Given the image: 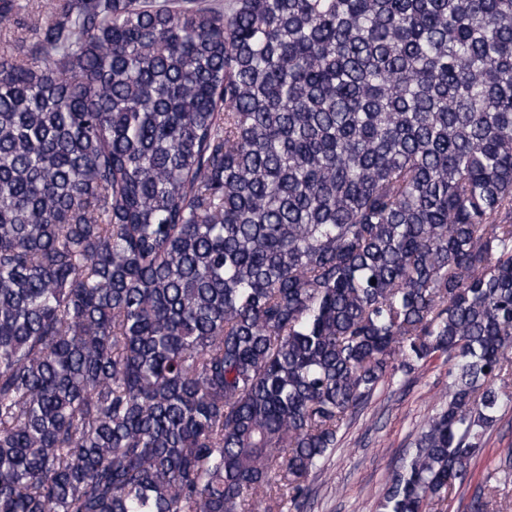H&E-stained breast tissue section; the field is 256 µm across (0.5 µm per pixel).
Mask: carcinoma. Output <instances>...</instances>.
Wrapping results in <instances>:
<instances>
[{
    "label": "carcinoma",
    "instance_id": "obj_1",
    "mask_svg": "<svg viewBox=\"0 0 512 512\" xmlns=\"http://www.w3.org/2000/svg\"><path fill=\"white\" fill-rule=\"evenodd\" d=\"M45 14L0 56V512H304L443 356L377 506L435 512L512 409V0Z\"/></svg>",
    "mask_w": 512,
    "mask_h": 512
}]
</instances>
